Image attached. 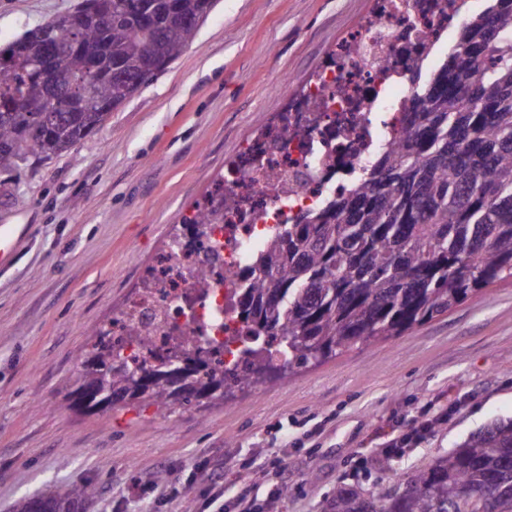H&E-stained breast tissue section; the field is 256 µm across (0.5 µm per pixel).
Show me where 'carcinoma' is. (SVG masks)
<instances>
[{
	"instance_id": "1",
	"label": "carcinoma",
	"mask_w": 512,
	"mask_h": 512,
	"mask_svg": "<svg viewBox=\"0 0 512 512\" xmlns=\"http://www.w3.org/2000/svg\"><path fill=\"white\" fill-rule=\"evenodd\" d=\"M215 0H97L0 48V172L69 150L193 42ZM398 142L348 190L279 224L243 268L237 315L252 337L242 371L195 375L232 388L400 336L512 277V0L468 16L431 80L414 86ZM105 386L139 370L94 344ZM147 396L184 404L163 384ZM365 497L336 485L329 512H512V419L471 433L406 483ZM90 485L23 499L13 512H84Z\"/></svg>"
}]
</instances>
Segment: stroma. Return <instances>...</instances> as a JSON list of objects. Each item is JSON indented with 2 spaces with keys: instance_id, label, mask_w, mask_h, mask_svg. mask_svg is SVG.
<instances>
[{
  "instance_id": "obj_1",
  "label": "stroma",
  "mask_w": 512,
  "mask_h": 512,
  "mask_svg": "<svg viewBox=\"0 0 512 512\" xmlns=\"http://www.w3.org/2000/svg\"><path fill=\"white\" fill-rule=\"evenodd\" d=\"M78 0H0V46ZM376 0H216L189 47L69 151L0 173V512L90 482L86 512H325L343 482L389 496L512 418V278L402 335L191 406L72 395L97 332L173 227L227 175ZM431 430L398 455L416 424ZM221 478L224 495L205 489ZM16 226L0 224V265L10 262L16 252L20 239Z\"/></svg>"
}]
</instances>
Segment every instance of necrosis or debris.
<instances>
[{
  "label": "necrosis or debris",
  "instance_id": "obj_1",
  "mask_svg": "<svg viewBox=\"0 0 512 512\" xmlns=\"http://www.w3.org/2000/svg\"><path fill=\"white\" fill-rule=\"evenodd\" d=\"M464 17L455 0H384L275 126L245 141L238 169L205 205L204 221L176 240L112 324V347L128 362L156 365L173 350L221 351L241 368L240 272L278 224L341 191L351 171L396 142L412 81Z\"/></svg>",
  "mask_w": 512,
  "mask_h": 512
}]
</instances>
